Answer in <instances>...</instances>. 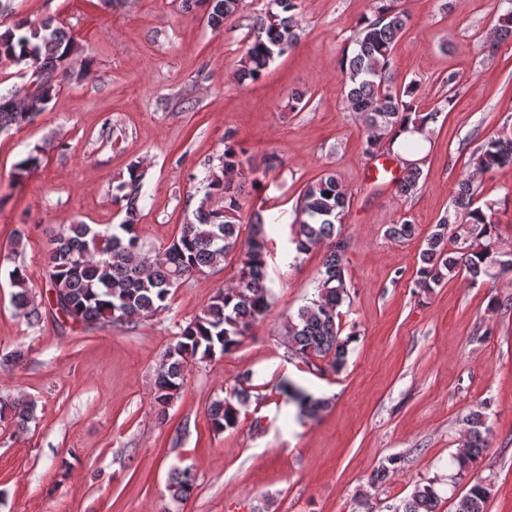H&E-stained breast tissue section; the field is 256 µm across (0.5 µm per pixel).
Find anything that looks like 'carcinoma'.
Listing matches in <instances>:
<instances>
[{
    "instance_id": "1",
    "label": "carcinoma",
    "mask_w": 512,
    "mask_h": 512,
    "mask_svg": "<svg viewBox=\"0 0 512 512\" xmlns=\"http://www.w3.org/2000/svg\"><path fill=\"white\" fill-rule=\"evenodd\" d=\"M506 13L498 18L495 35L504 41L512 37V0ZM276 11H268L255 20L257 34L247 42L238 61L239 80L259 81L271 62L294 49L299 40L293 16L300 0H271ZM185 7L207 6V24L220 30L241 10L243 0H183ZM411 20L403 0H373L371 16L362 18L355 33L356 48L342 66V83L348 108L359 114L367 131L365 153L374 156L381 150L393 152L391 135L414 121L415 129L436 124L456 100V75L442 80L448 87L441 104L429 110L418 102V88L410 83L395 86L389 78L392 50ZM73 38L46 18L40 22L21 21L0 34V58L27 66L38 63L45 72L38 103L20 112L11 105V88L0 96V130L17 129L32 122L45 111L64 81L75 74L70 65ZM224 136V151L218 164L207 168L206 196L192 216L179 225L172 241L159 251V258L147 263L145 246L137 230L143 173L137 164L128 170V179L116 187L113 202L125 212L124 220L112 224H67L51 239L47 253L50 269V293L58 306L66 309L74 321L87 326L123 322L135 324L166 308L172 290L186 280L219 267L228 257L240 263L238 281L232 288H219L203 314L182 327L176 343L163 354L154 380L153 400L161 418L177 399L185 381L187 364L198 358L213 360L236 347L241 337L263 319L269 310L266 276L267 238L260 214L248 220L247 236H242L246 189L258 190L261 180L244 149ZM471 161L476 171L491 172L512 165V133L504 131L487 139ZM41 148L34 147L14 166L17 183L41 166ZM423 170L419 161L405 162L404 176L397 189L410 196L419 189ZM476 189L471 178L457 184L454 212L443 216L425 238L420 261L414 274L415 286L429 289L458 275L475 281L480 276L512 270V250L500 247L495 209L475 205ZM350 197L336 175L327 172L304 188L295 209L293 243L299 253L316 248L325 250L314 298L301 306L296 315L283 324L288 349L303 359L327 362L334 372L345 364L352 336L341 337L339 307L346 300L347 285L343 258L346 236L343 221ZM416 225L407 217L391 225L395 239H411ZM16 288L14 302L28 325L41 322L42 311L31 297L25 269L16 265L9 272ZM251 376L244 374L227 396L212 402L207 416L212 429L222 433L238 426L240 406L249 398ZM303 413H314L325 406L317 398L290 381L281 383ZM8 414L14 425L26 429L36 421L35 404L15 399H0V415ZM468 438L464 451L456 457L458 471L469 469L487 449L482 428L483 415L475 411L467 417ZM401 458L390 456L372 476V483L385 481L398 470ZM175 499H186L195 489L188 469L172 470L168 484ZM492 486L477 479L459 498L455 512H486ZM439 495L434 483L418 484L395 512H436Z\"/></svg>"
}]
</instances>
